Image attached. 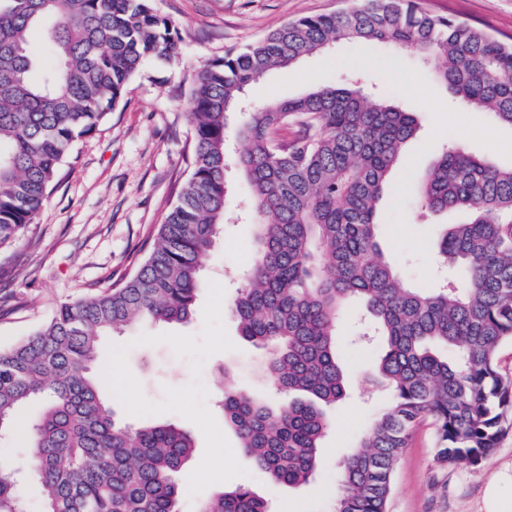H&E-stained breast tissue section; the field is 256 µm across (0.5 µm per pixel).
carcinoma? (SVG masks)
<instances>
[{"mask_svg": "<svg viewBox=\"0 0 512 512\" xmlns=\"http://www.w3.org/2000/svg\"><path fill=\"white\" fill-rule=\"evenodd\" d=\"M377 41L434 64L432 80L466 109L512 128V44L481 26L434 14L419 0H353L342 12L286 23L200 67L188 91L190 178L128 281L62 304L52 319L0 350V429L30 448L44 512H181L179 475L194 440L173 422L116 417L93 372L100 336L144 319L190 320L202 272L228 217V142L251 187L254 237L232 300L239 335L270 351L262 367L281 405L234 386L224 422L241 452L275 483L314 475L330 422L349 386L339 362L342 307L362 305V339L382 352L368 383L387 393L357 449L340 465L332 512H386L395 465L415 427L432 420L437 461L476 469L512 415V381L496 351L512 340V166L446 148L425 172L420 209L454 212L437 236L446 276L407 284L381 256L378 207L415 112L388 92L346 83L247 106L268 72L341 42ZM181 35L154 0H0V247L34 222L77 140L103 123L152 59L172 61ZM247 123L229 128L232 112ZM295 129L288 136L289 129ZM41 399L31 424L19 406ZM0 512H23L0 456ZM199 512H270L240 484Z\"/></svg>", "mask_w": 512, "mask_h": 512, "instance_id": "carcinoma-1", "label": "carcinoma"}]
</instances>
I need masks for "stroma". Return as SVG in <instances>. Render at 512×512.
<instances>
[{"instance_id": "35a3bbf8", "label": "stroma", "mask_w": 512, "mask_h": 512, "mask_svg": "<svg viewBox=\"0 0 512 512\" xmlns=\"http://www.w3.org/2000/svg\"><path fill=\"white\" fill-rule=\"evenodd\" d=\"M349 0H155L157 11L179 31V57L148 63L98 129L81 138L65 163L60 184L47 196L33 224L0 249V348L12 346L48 321L63 303L128 279L147 254L153 233L176 202L175 189L191 173V121L185 94L200 66L242 50L284 23L340 11ZM426 9L476 22L491 34L512 37V0H423ZM431 63L370 43H343L331 51L277 69L249 85L259 104L294 98L312 87L339 83L359 72L370 83L398 92L419 114V130L393 170L378 220L382 255L414 286L430 282L433 247L451 215L420 222L413 206L423 173L443 144L492 153L512 165V128L488 113L452 105L430 76ZM253 226L230 220L210 253L205 288L189 322L145 321L120 336L102 337L98 361L115 365L118 379L102 391L119 418L132 423L171 421L188 430L195 450L188 464L194 480L183 489L181 512H198L219 488L250 484L272 512H331L338 463L350 454L385 394L364 386L381 349L354 339L356 309L345 312L339 338L348 396L327 410L331 429L314 477L291 488L258 474L224 423L219 399L226 384L282 399L260 370L263 352L242 340L229 308L234 271L249 253ZM432 421L413 433L393 475L388 512H486V491L498 484L512 496V417L496 449L479 469L447 468L435 458ZM16 471L24 512H41L39 485L31 478L30 450L0 442Z\"/></svg>"}]
</instances>
